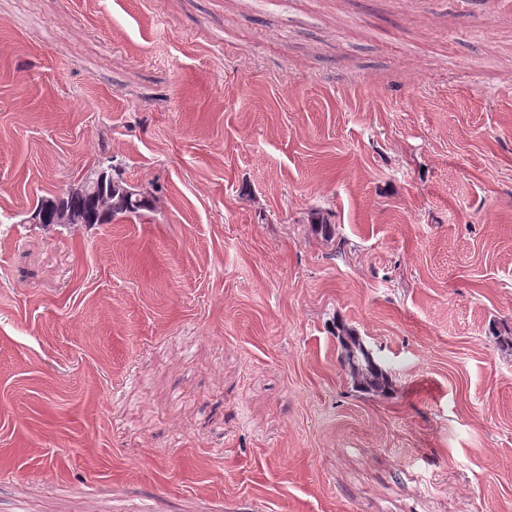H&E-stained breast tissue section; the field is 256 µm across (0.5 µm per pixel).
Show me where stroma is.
<instances>
[{"mask_svg": "<svg viewBox=\"0 0 512 512\" xmlns=\"http://www.w3.org/2000/svg\"><path fill=\"white\" fill-rule=\"evenodd\" d=\"M0 512H512V5L0 0ZM97 175L63 198L60 195L41 199L35 211L47 221L44 224H75L74 218L78 216L92 224H109L117 215H138L150 208V200L143 193L119 178L112 177L111 186L96 189ZM42 219L39 218V223ZM339 338L343 349V363L356 387L367 393L385 390L389 385L388 374L360 338L351 334Z\"/></svg>", "mask_w": 512, "mask_h": 512, "instance_id": "35a3bbf8", "label": "stroma"}]
</instances>
